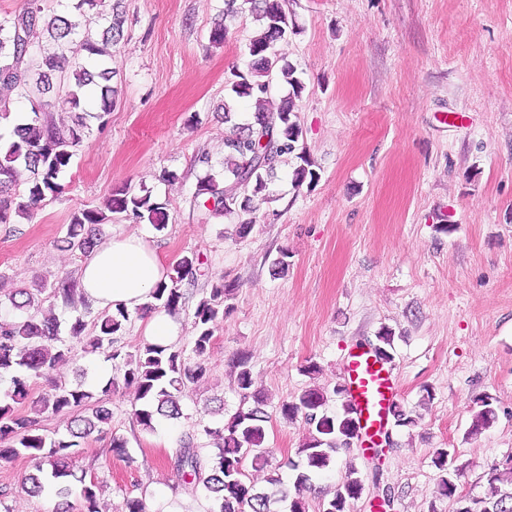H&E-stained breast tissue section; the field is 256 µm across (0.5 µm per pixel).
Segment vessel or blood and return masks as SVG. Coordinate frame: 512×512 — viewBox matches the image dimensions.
<instances>
[{
	"instance_id": "b4317fda",
	"label": "vessel or blood",
	"mask_w": 512,
	"mask_h": 512,
	"mask_svg": "<svg viewBox=\"0 0 512 512\" xmlns=\"http://www.w3.org/2000/svg\"><path fill=\"white\" fill-rule=\"evenodd\" d=\"M346 396L356 406L359 433L366 442L384 435L388 414L398 396L395 376L365 346H355L344 365Z\"/></svg>"
}]
</instances>
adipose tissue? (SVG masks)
<instances>
[{
	"label": "adipose tissue",
	"instance_id": "ef3b65f1",
	"mask_svg": "<svg viewBox=\"0 0 512 512\" xmlns=\"http://www.w3.org/2000/svg\"><path fill=\"white\" fill-rule=\"evenodd\" d=\"M165 277L166 268L155 251L131 234L100 244L83 264L79 281L99 309L122 306L135 313L152 303L153 288Z\"/></svg>",
	"mask_w": 512,
	"mask_h": 512
}]
</instances>
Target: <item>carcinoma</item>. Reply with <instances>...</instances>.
Listing matches in <instances>:
<instances>
[{
  "instance_id": "obj_1",
  "label": "carcinoma",
  "mask_w": 512,
  "mask_h": 512,
  "mask_svg": "<svg viewBox=\"0 0 512 512\" xmlns=\"http://www.w3.org/2000/svg\"><path fill=\"white\" fill-rule=\"evenodd\" d=\"M265 21L264 31L247 44L251 58L248 68L231 72L230 91L237 97H249L262 103L275 80L287 83L293 95L304 90L295 67L280 55L279 41L288 34V16L281 0H224V19L211 28L209 41L222 44L230 29L228 22L243 12L244 4ZM124 15L112 7L111 19L100 38L80 33L81 23L70 16L46 17L34 2L10 18L0 19V86L33 104L25 123L13 126L9 139L0 143V224L13 223L14 216H31L35 205L49 195L61 193L60 175L69 167L76 151L86 139L88 120L104 126L111 115L115 98L112 78V47L124 39ZM43 32L51 51L38 58L33 53L38 32ZM54 92L74 112L72 124H59L50 112L45 97ZM224 122L230 124L224 138V167L217 170L208 156L198 157L205 173L197 181L191 203L204 219L217 215H244L238 224L239 237L250 234L254 224L251 215L261 204L271 200L269 185L277 175V166L285 156L299 160L294 169V182H311L318 178L312 162L299 142L302 129L296 120L292 101L286 99L274 110L263 107L255 112L254 122L232 121L229 106H224ZM266 144H260L262 139ZM23 185V193L18 186ZM107 209L123 214L135 222L146 221L158 231L168 223L167 206L152 198L150 192L136 193L124 186L113 190ZM105 215L95 208L78 210L71 216L63 243L84 256L99 242L88 233V227L103 223ZM204 265L196 253L181 256L168 269V281L152 291L155 301L169 312H176L185 301L180 285L193 279ZM233 285L224 276L211 277L207 296L197 303L193 314L195 332L193 352L199 361L190 365L183 350L174 345L146 343L134 354L118 346L117 334L130 318L123 307L98 314L93 329H88L86 315L90 304L80 282L69 274L41 283L37 288H19L5 295L13 313L0 318V460L8 462L19 456L36 461V473L27 481V492L41 493L50 485L59 498L55 512H102L98 505V483L86 479V471L77 468L80 440L96 432L109 436L113 455L129 458L127 440L106 428L112 410L104 398L123 386L133 388L136 395L134 415L142 430L152 432L158 417L178 419L182 416L181 396L186 388L201 380L206 368L201 358L207 353L219 324L231 309L226 304ZM59 303L71 313L67 335H61V322L41 311V295ZM392 331L377 333L375 352L381 359H393ZM82 344L106 362L119 363L118 374L108 378L101 395L83 384L52 385L33 407L34 415H21L15 405L28 398L31 384L51 377L56 368L74 359L73 344ZM237 386L243 398L253 402L238 409L221 427L205 426L201 434L213 440L214 450L205 458L190 434L181 440L173 458L176 470L195 489L205 492L211 502L210 512H308L303 492L311 489L313 479L327 470L334 455L351 446L357 438L354 404L345 399V388L338 384L328 392L309 388L279 405L286 421L302 417L309 426L307 441L298 451V459L288 461L297 472L294 490L281 487L278 478H270L268 488H258L246 480L244 461L267 462L270 451L265 448L263 422L268 419L266 398L254 388L248 359L237 360ZM341 401L342 413L328 414L331 399ZM478 410L472 414L468 434L476 435L497 418L493 398L486 395L476 400ZM74 414L66 433L50 437L41 432L40 416ZM433 464L439 471L438 494L454 498L459 468L453 466V451L438 448ZM488 491L476 496L478 512H512V461L494 463L486 473ZM364 482L358 469L348 466L333 496L322 504V512H351V505L361 498ZM76 497L78 507L69 502ZM122 512H163L151 509L147 499L128 497Z\"/></svg>"
}]
</instances>
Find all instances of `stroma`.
<instances>
[{
	"label": "stroma",
	"instance_id": "stroma-1",
	"mask_svg": "<svg viewBox=\"0 0 512 512\" xmlns=\"http://www.w3.org/2000/svg\"><path fill=\"white\" fill-rule=\"evenodd\" d=\"M289 31L278 45L305 84L290 98L274 85L272 105L293 99L302 144L319 174L295 185L293 164L278 168L275 200L262 204L248 237L238 219L202 220L191 196L203 170L197 159L224 161L225 108L237 120L255 111L227 87L246 69L261 23L246 11L223 46L210 28L224 0H123L125 37L112 50L118 94L109 122L93 127L61 179L62 192L31 219L0 224V291L78 275L84 257L62 248L71 214L101 208L114 188L146 190L168 208L166 230L122 215L96 228L100 240L136 233L165 264L199 253L206 273L181 283L177 347L193 346V313L208 274L234 287L204 357L206 374L181 399L183 416L141 429L134 391L110 397L111 426L131 461L113 457L108 438L81 442L78 464L101 486L103 512H122L126 497L149 494L165 512H208L171 458L182 436L223 425L242 405L236 362L247 357L256 387L269 396L265 445L270 464L244 469L257 486L280 477L292 487L288 459L309 435L278 406L313 385L340 383L348 350L396 334L392 367L398 402L413 428L389 426V442L339 451L307 495L319 512L348 464L364 480L352 512H453L438 498L437 448L455 449L459 493L484 494L488 464L512 454V0H284ZM176 172L173 182L162 171ZM451 219L441 231L443 219ZM290 254L287 274L272 262ZM319 374L302 373L303 365ZM431 401H423L424 390ZM494 399L498 418L479 436L466 432L476 397ZM36 471L22 456L0 462V505L10 512H52L53 495L29 496Z\"/></svg>",
	"mask_w": 512,
	"mask_h": 512
}]
</instances>
